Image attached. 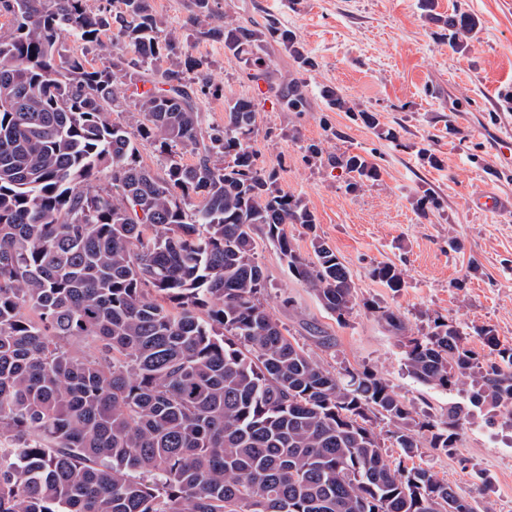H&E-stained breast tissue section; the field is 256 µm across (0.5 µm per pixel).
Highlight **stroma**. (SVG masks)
<instances>
[{
    "label": "stroma",
    "mask_w": 512,
    "mask_h": 512,
    "mask_svg": "<svg viewBox=\"0 0 512 512\" xmlns=\"http://www.w3.org/2000/svg\"><path fill=\"white\" fill-rule=\"evenodd\" d=\"M232 0L239 22L272 19L293 31L316 66L305 75L309 108L286 112L264 106L250 145L258 167L275 172L277 185L302 197L314 212V230L294 224L287 232L298 252L313 253L320 237L350 270L358 303L336 320L314 292L297 281L277 246L260 238L257 260L270 288L265 305L285 335L332 372L369 368L414 411L447 413L462 400L417 382L404 365L395 331L375 307L400 313L407 333L419 336L441 317L469 327L492 328L512 346V210L485 213L474 199L492 191L512 197V172L501 170L496 134L512 126V108L497 106L512 92V0ZM160 15L209 65L225 95L206 98L208 124L224 122L225 96L260 97L244 65L226 54L223 41L188 24L192 0H152ZM460 10L480 21L462 46L448 43L431 13ZM336 87L356 108L376 113L377 127L347 112H333L320 95ZM314 143L324 154L367 156L381 169L377 181L346 188L348 175L307 158ZM432 152L437 165L427 163ZM438 204L420 212L419 200ZM389 262L406 286L392 293L370 276ZM415 464L430 468L482 512H512V430L474 413L450 452L420 448Z\"/></svg>",
    "instance_id": "35a3bbf8"
}]
</instances>
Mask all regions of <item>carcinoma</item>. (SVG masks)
I'll use <instances>...</instances> for the list:
<instances>
[{
  "label": "carcinoma",
  "mask_w": 512,
  "mask_h": 512,
  "mask_svg": "<svg viewBox=\"0 0 512 512\" xmlns=\"http://www.w3.org/2000/svg\"><path fill=\"white\" fill-rule=\"evenodd\" d=\"M116 2L0 0V512H476L406 461L423 440L455 448L470 405L512 427V347L479 328L481 355L466 328L437 318L409 336L381 311L415 380L468 385L466 402L420 421L374 371L331 372L288 339L264 303L255 229L338 319L356 305L349 269L325 242L305 258L288 238L317 219L255 163L260 102L226 98L224 125L205 124L202 99L223 86L150 0ZM216 4L193 0L188 22L224 39L281 109L306 111L314 62L294 33ZM442 23L455 44L479 21L455 10ZM109 30L121 47L107 66L61 51L66 37L103 49ZM269 41L298 63L287 82ZM322 96L378 125L335 88ZM143 142L162 173L141 160ZM327 162L352 175L351 192L380 177L360 154ZM370 275L406 286L387 262ZM377 419L393 426L391 460Z\"/></svg>",
  "instance_id": "carcinoma-1"
}]
</instances>
